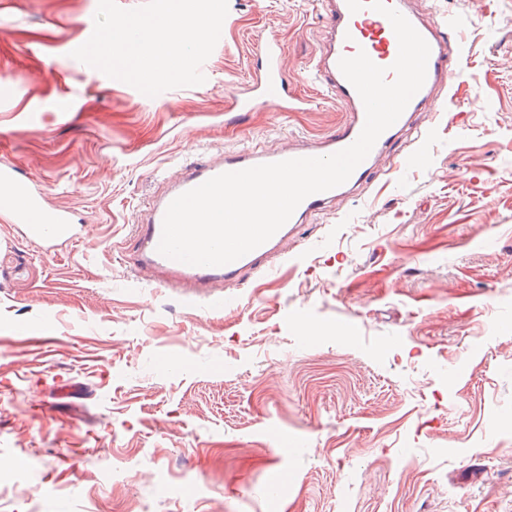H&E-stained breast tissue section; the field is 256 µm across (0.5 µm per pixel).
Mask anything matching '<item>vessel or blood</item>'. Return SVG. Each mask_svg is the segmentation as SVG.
I'll list each match as a JSON object with an SVG mask.
<instances>
[{"mask_svg": "<svg viewBox=\"0 0 512 512\" xmlns=\"http://www.w3.org/2000/svg\"><path fill=\"white\" fill-rule=\"evenodd\" d=\"M390 7L405 15L408 21L430 47L426 80L412 97L399 119L377 139L368 156L356 167L348 180L325 192L306 197L290 219L265 243L245 256L222 266H194L161 255L158 244L162 224L169 204L179 195L201 185L219 174L238 171L260 164L294 158L324 157L336 153L359 137L366 118L362 99L339 68L344 57L365 51L377 65L387 68V80H394L390 67L397 58L399 45L390 21L382 14L363 8L350 12L347 0H324L328 16L329 44L314 64V75L328 96L336 100L346 112V119L336 131L313 143L275 151L242 148L226 152L223 158L211 159L183 170L164 192L146 208L143 224L135 233L138 249L132 260L134 271L149 276L160 275V284L179 289L189 301L196 302L202 289L220 288L225 283L239 280L242 273L267 272L278 263L283 254L281 247L290 233L296 231L306 216L327 210L351 189L367 182L380 167L382 157L396 143L401 132L409 125L419 104L441 82H456L459 78L461 56L449 53L448 45L454 39L449 25L438 27L426 24L412 14L408 0H385ZM260 79L250 95L236 97L240 110L250 111L269 105L281 106L288 99V83L282 73L283 48L274 39L265 40L259 50ZM0 213H7L21 224L28 225L31 238L67 239L73 234V213L64 206L49 205L45 196L33 192L20 176L18 169L9 164L0 165Z\"/></svg>", "mask_w": 512, "mask_h": 512, "instance_id": "obj_1", "label": "vessel or blood"}]
</instances>
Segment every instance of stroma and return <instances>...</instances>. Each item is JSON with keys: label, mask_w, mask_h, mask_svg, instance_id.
Masks as SVG:
<instances>
[{"label": "stroma", "mask_w": 512, "mask_h": 512, "mask_svg": "<svg viewBox=\"0 0 512 512\" xmlns=\"http://www.w3.org/2000/svg\"><path fill=\"white\" fill-rule=\"evenodd\" d=\"M97 4L0 11V161L77 231L0 214V512H512V0H411L453 106L220 311L136 277L134 229L201 158L335 131L323 6L228 0L204 83L148 97L71 57ZM270 33L303 103L235 111Z\"/></svg>", "instance_id": "obj_1"}]
</instances>
